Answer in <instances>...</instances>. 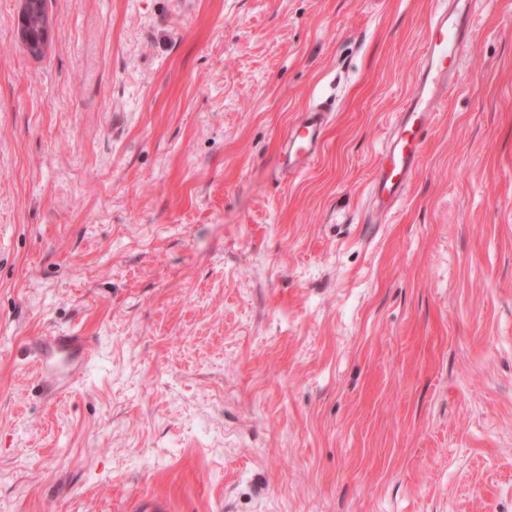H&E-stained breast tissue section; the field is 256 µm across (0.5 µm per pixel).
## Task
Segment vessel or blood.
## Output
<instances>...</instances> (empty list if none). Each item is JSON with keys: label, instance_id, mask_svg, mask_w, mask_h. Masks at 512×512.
<instances>
[{"label": "vessel or blood", "instance_id": "1", "mask_svg": "<svg viewBox=\"0 0 512 512\" xmlns=\"http://www.w3.org/2000/svg\"><path fill=\"white\" fill-rule=\"evenodd\" d=\"M471 3L448 0L444 8L429 17L415 91L396 112L394 127L378 152L371 183L372 205L378 217L391 214L406 195L418 172L428 133L439 115L438 108L461 80L460 50L473 33ZM331 110L328 103H315L291 126L282 144L290 170L304 171L314 161Z\"/></svg>", "mask_w": 512, "mask_h": 512}]
</instances>
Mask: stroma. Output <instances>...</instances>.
<instances>
[{
    "instance_id": "1",
    "label": "stroma",
    "mask_w": 512,
    "mask_h": 512,
    "mask_svg": "<svg viewBox=\"0 0 512 512\" xmlns=\"http://www.w3.org/2000/svg\"><path fill=\"white\" fill-rule=\"evenodd\" d=\"M476 2L375 224L434 0H51L40 59L0 0V512H512V0ZM331 111L330 104L317 102L302 112L291 126L282 144L288 169L303 172L314 161L322 144L327 115Z\"/></svg>"
}]
</instances>
